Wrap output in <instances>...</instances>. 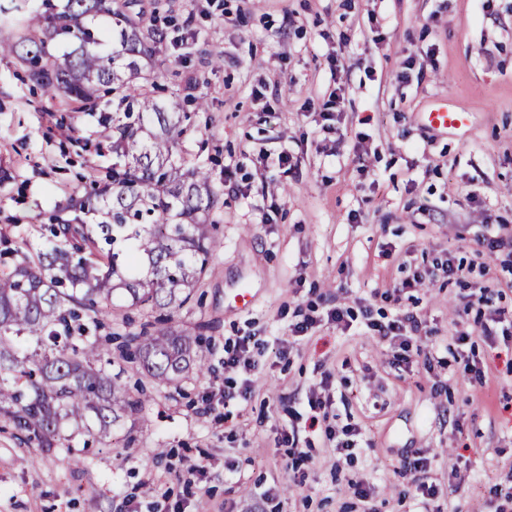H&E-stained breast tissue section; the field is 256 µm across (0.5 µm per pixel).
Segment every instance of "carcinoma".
Listing matches in <instances>:
<instances>
[{
  "label": "carcinoma",
  "mask_w": 512,
  "mask_h": 512,
  "mask_svg": "<svg viewBox=\"0 0 512 512\" xmlns=\"http://www.w3.org/2000/svg\"><path fill=\"white\" fill-rule=\"evenodd\" d=\"M16 10L30 37L0 42L30 77L86 112L112 96V154L103 185L54 225L52 240L0 272V417L29 447L84 464L89 442L140 413L112 362L134 363L158 385L205 376L202 338L174 321L215 252L210 211L218 191L208 172L175 157L183 133L180 100H153L140 83L141 59L159 39L112 8L113 0H65L62 9ZM123 18L118 34L99 21ZM95 211L99 221L82 215ZM149 307L154 320L112 333L114 299Z\"/></svg>",
  "instance_id": "1"
}]
</instances>
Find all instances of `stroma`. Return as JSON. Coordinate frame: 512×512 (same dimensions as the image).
<instances>
[{
    "mask_svg": "<svg viewBox=\"0 0 512 512\" xmlns=\"http://www.w3.org/2000/svg\"><path fill=\"white\" fill-rule=\"evenodd\" d=\"M126 13L162 28L148 85L157 101L184 100L177 155L222 194L210 215L220 245L175 315L209 340L210 371L176 389L124 364L148 401L79 469L46 453L27 465L0 418V512H154L153 483L181 512H345L350 480L369 486L375 512H413L403 465L421 457L438 484L428 512H497L512 489V338L487 340L454 300L461 286H495L494 305L512 310V251L481 244L486 225L512 230V0H137ZM442 103L467 113L466 127L430 130L424 114ZM113 161L111 105L72 111L0 55V270L72 218ZM449 256L458 279L375 299ZM244 288L254 302L241 310ZM338 293L378 319L420 316L438 363L393 364L360 322L329 318ZM305 316L314 328L293 336ZM459 329L484 390L446 350ZM245 338L261 342L251 394L230 402V419L198 416L204 394L243 384L224 357ZM326 373L337 425L362 428L349 460L310 425ZM291 430L310 456L299 484L283 470ZM203 457L207 474L185 483ZM453 462L465 481L452 496Z\"/></svg>",
    "mask_w": 512,
    "mask_h": 512,
    "instance_id": "obj_1",
    "label": "stroma"
}]
</instances>
